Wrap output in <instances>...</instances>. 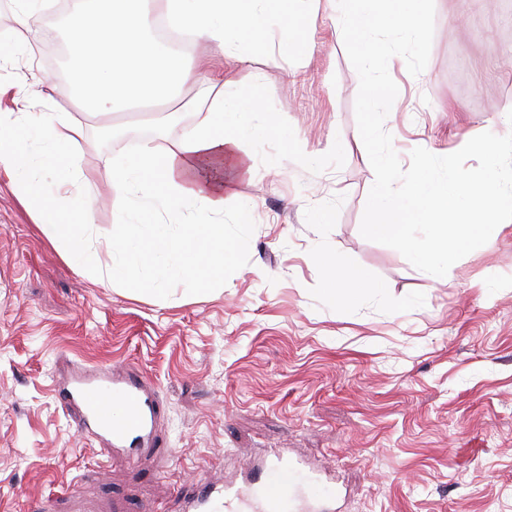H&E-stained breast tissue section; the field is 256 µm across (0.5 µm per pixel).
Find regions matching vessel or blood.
<instances>
[{
  "mask_svg": "<svg viewBox=\"0 0 512 512\" xmlns=\"http://www.w3.org/2000/svg\"><path fill=\"white\" fill-rule=\"evenodd\" d=\"M58 398L64 408L77 411L80 431L106 441L110 451L121 452L130 464L148 461L165 407L146 377L130 369L79 374L59 389ZM330 495L318 478L279 454L265 461L247 488L186 491L187 512H294L300 496L320 512Z\"/></svg>",
  "mask_w": 512,
  "mask_h": 512,
  "instance_id": "obj_1",
  "label": "vessel or blood"
}]
</instances>
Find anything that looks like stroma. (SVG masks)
I'll use <instances>...</instances> for the list:
<instances>
[{
	"mask_svg": "<svg viewBox=\"0 0 512 512\" xmlns=\"http://www.w3.org/2000/svg\"><path fill=\"white\" fill-rule=\"evenodd\" d=\"M29 33L35 65L0 0V110L53 103L67 74V12L51 4ZM287 51L266 46L229 63L248 105L275 106L252 143L254 175L227 209L224 234L251 227L218 293L159 303L75 272L0 180V512H183L193 483L243 484L280 451L339 493L341 512H512V223L434 281L360 225L375 181L355 116L358 75L328 5L289 17ZM390 63L399 93L385 120L402 165L422 147L451 154L512 114V0H435L430 57L417 88ZM200 92L140 112L77 113L89 144L71 194L92 203L93 231L112 237L105 180L128 144L157 156L196 124ZM68 112V101L54 103ZM125 131L102 141L105 122ZM163 124L162 136L144 124ZM322 152L308 166L303 150ZM323 249L377 284L339 302ZM136 366L159 387L170 457L134 468L103 461L63 411L75 366Z\"/></svg>",
	"mask_w": 512,
	"mask_h": 512,
	"instance_id": "1",
	"label": "stroma"
}]
</instances>
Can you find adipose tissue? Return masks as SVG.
I'll return each instance as SVG.
<instances>
[{"label": "adipose tissue", "instance_id": "obj_1", "mask_svg": "<svg viewBox=\"0 0 512 512\" xmlns=\"http://www.w3.org/2000/svg\"><path fill=\"white\" fill-rule=\"evenodd\" d=\"M73 0L67 25L69 79L52 85L54 96L86 113L108 115L121 105L135 107L161 96L168 86L193 76L215 96L199 112L193 131L163 157L141 153L113 163L106 180L117 195L112 238L94 239L92 205L67 195L81 176L74 160L85 140L71 113L45 109L0 114V175L29 208L51 245L77 273L134 288L164 302L206 296L215 267L234 260L249 225L233 238L224 235L226 209H246L231 190L232 180L255 170L247 146L269 129L270 105L246 108L238 84L223 66L197 59L166 66L152 30L150 0ZM274 0H162V16L214 45L223 57L245 61L250 46L272 33L288 40L285 18ZM69 223L50 221L52 211ZM160 213L164 223H145Z\"/></svg>", "mask_w": 512, "mask_h": 512}]
</instances>
